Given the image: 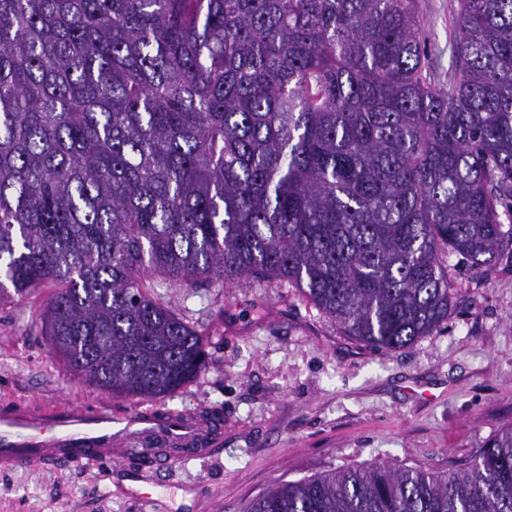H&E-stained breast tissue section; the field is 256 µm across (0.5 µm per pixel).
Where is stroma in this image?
Here are the masks:
<instances>
[{"mask_svg": "<svg viewBox=\"0 0 512 512\" xmlns=\"http://www.w3.org/2000/svg\"><path fill=\"white\" fill-rule=\"evenodd\" d=\"M426 75L447 85L458 0H418ZM448 319L399 349L345 336L287 282L253 277L187 288L159 275L153 292L208 339L209 366L161 400L115 398L70 373L50 351L41 289L0 305V404L152 407L219 418L223 443L153 477L145 460L117 456L94 478L73 462L0 474V512H243L275 485L376 461L459 471L512 423V253L489 274L457 254L445 260Z\"/></svg>", "mask_w": 512, "mask_h": 512, "instance_id": "35a3bbf8", "label": "stroma"}]
</instances>
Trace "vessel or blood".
I'll return each instance as SVG.
<instances>
[{"label": "vessel or blood", "instance_id": "vessel-or-blood-1", "mask_svg": "<svg viewBox=\"0 0 512 512\" xmlns=\"http://www.w3.org/2000/svg\"><path fill=\"white\" fill-rule=\"evenodd\" d=\"M150 434L167 442L151 456L157 471L200 456V443L214 448L222 442L212 422L196 415L160 414L150 408L129 412L37 408L18 402L0 408V472L47 467L61 460L99 471Z\"/></svg>", "mask_w": 512, "mask_h": 512}]
</instances>
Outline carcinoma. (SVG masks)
<instances>
[{"label":"carcinoma","instance_id":"cac0c4a2","mask_svg":"<svg viewBox=\"0 0 512 512\" xmlns=\"http://www.w3.org/2000/svg\"><path fill=\"white\" fill-rule=\"evenodd\" d=\"M456 77L416 0H0V304L55 286L52 353L163 398L207 337L142 281L260 274L379 348L448 319L444 258L512 251V0H459ZM245 512H512V424L461 472L376 462Z\"/></svg>","mask_w":512,"mask_h":512}]
</instances>
